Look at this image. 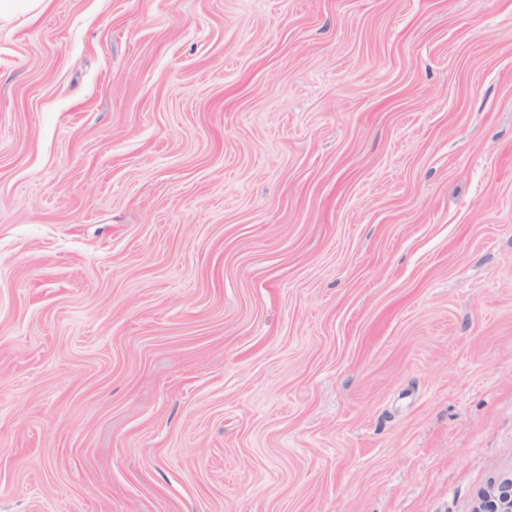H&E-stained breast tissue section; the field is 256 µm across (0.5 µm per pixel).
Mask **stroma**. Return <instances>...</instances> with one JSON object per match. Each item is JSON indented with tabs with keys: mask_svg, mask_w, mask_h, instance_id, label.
Wrapping results in <instances>:
<instances>
[{
	"mask_svg": "<svg viewBox=\"0 0 512 512\" xmlns=\"http://www.w3.org/2000/svg\"><path fill=\"white\" fill-rule=\"evenodd\" d=\"M512 472V0L0 21V512H472Z\"/></svg>",
	"mask_w": 512,
	"mask_h": 512,
	"instance_id": "1",
	"label": "stroma"
}]
</instances>
